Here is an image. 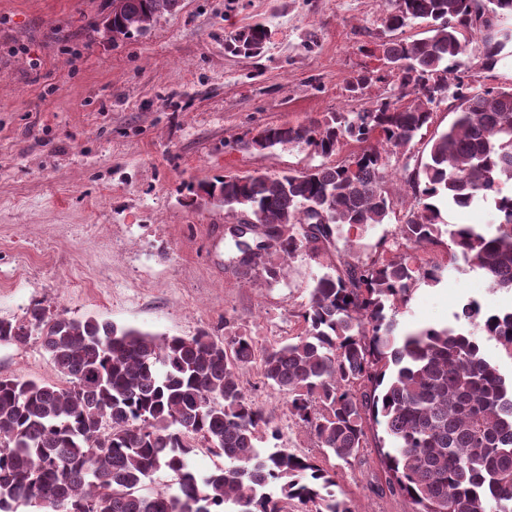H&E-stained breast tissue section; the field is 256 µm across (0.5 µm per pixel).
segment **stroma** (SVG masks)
<instances>
[{
    "mask_svg": "<svg viewBox=\"0 0 512 512\" xmlns=\"http://www.w3.org/2000/svg\"><path fill=\"white\" fill-rule=\"evenodd\" d=\"M107 0H0V318L35 304L108 319L156 335L246 333L263 348L299 332V314L328 258L300 250L285 275L229 268L223 210L186 203L188 185L227 174H277L320 164L304 147L232 148L253 128L306 124L392 96L376 83L351 99L349 81L375 70L382 0H182L142 37L93 31ZM267 23L263 56L228 53L229 32ZM318 45L306 50L309 36ZM400 214L351 230L343 254L374 255ZM476 299L512 307L476 271L444 270L398 310L403 331L451 323ZM0 376L60 383L39 340L0 343ZM249 397L274 413L293 452L322 457L258 365L241 371ZM376 445L345 469L341 488L359 512H410L376 490Z\"/></svg>",
    "mask_w": 512,
    "mask_h": 512,
    "instance_id": "obj_1",
    "label": "stroma"
}]
</instances>
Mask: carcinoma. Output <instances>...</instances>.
I'll use <instances>...</instances> for the list:
<instances>
[{
  "mask_svg": "<svg viewBox=\"0 0 512 512\" xmlns=\"http://www.w3.org/2000/svg\"><path fill=\"white\" fill-rule=\"evenodd\" d=\"M181 0H121L113 28L129 38L151 29ZM377 47L389 64L348 83L357 97L391 82L396 98L309 124L255 128L242 149L305 146L325 162L301 172L227 174L202 182L192 205L224 208V231L239 275L307 249L325 254L345 226L383 224L404 209L392 256L339 258L317 278L300 312L301 332L257 350L248 334L158 337L96 317L78 319L35 305L0 318V342L31 337L69 383L0 377V512H359L338 468L288 448L266 409L249 399L240 371L258 362L266 386L326 454L352 467L369 435L378 439L384 486L411 512H512V380L486 354L512 358V308L472 299L454 315L469 326L400 333L388 311L408 306L420 282L446 268L478 271L493 293H512V87L477 89L462 57L496 69L512 42V0H387ZM422 38L399 37L415 22ZM266 25L225 39L234 56L257 58ZM455 101V118L410 164L434 109ZM361 149L335 159L348 143ZM406 162L399 175L390 156ZM492 201L487 227L446 224L440 204ZM447 240H442V237ZM446 245L448 265L420 252ZM224 459L206 475L199 448Z\"/></svg>",
  "mask_w": 512,
  "mask_h": 512,
  "instance_id": "1",
  "label": "carcinoma"
}]
</instances>
